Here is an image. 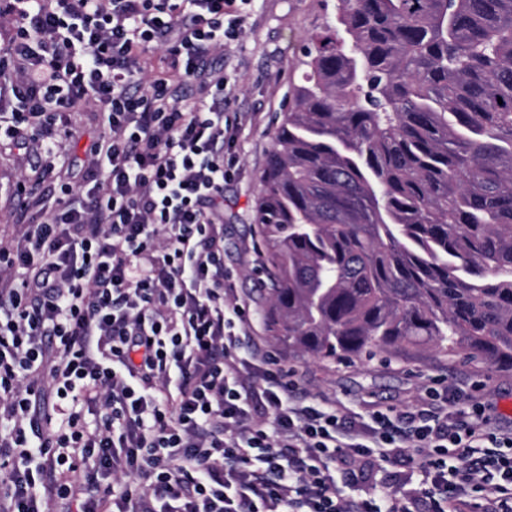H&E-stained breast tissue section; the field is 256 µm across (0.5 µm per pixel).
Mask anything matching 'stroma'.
<instances>
[{
  "label": "stroma",
  "mask_w": 512,
  "mask_h": 512,
  "mask_svg": "<svg viewBox=\"0 0 512 512\" xmlns=\"http://www.w3.org/2000/svg\"><path fill=\"white\" fill-rule=\"evenodd\" d=\"M249 18L240 36L228 42L214 66L223 67L235 83L232 111L240 117L237 139L230 151L234 165L224 181V265L235 278L233 300L249 307L254 333L282 364L297 370L304 391L355 411L370 407L405 409L414 406L426 387L447 386L463 393L480 392L494 405L496 426H512V371L488 367L432 348L395 349L373 359L314 360L289 354L267 336L261 318L266 304L267 276L261 267L259 230L254 210L261 192L260 175L273 144L275 130L290 101V88L303 67L301 45L324 22V0H251ZM102 117L91 106L76 113L65 143L69 177H78ZM37 149L20 155L14 144L0 139V234L13 233L16 201L13 189L21 175L41 166Z\"/></svg>",
  "instance_id": "1"
}]
</instances>
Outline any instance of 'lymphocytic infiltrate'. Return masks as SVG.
I'll use <instances>...</instances> for the list:
<instances>
[{
	"mask_svg": "<svg viewBox=\"0 0 512 512\" xmlns=\"http://www.w3.org/2000/svg\"><path fill=\"white\" fill-rule=\"evenodd\" d=\"M0 19L1 134L49 174L71 114L103 116L81 185L48 212L19 181L0 244V512H512V431L473 396L362 415L243 351L220 219L236 126L208 64L238 0H0ZM403 463L412 486L342 490Z\"/></svg>",
	"mask_w": 512,
	"mask_h": 512,
	"instance_id": "obj_1",
	"label": "lymphocytic infiltrate"
}]
</instances>
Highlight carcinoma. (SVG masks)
Instances as JSON below:
<instances>
[{"mask_svg": "<svg viewBox=\"0 0 512 512\" xmlns=\"http://www.w3.org/2000/svg\"><path fill=\"white\" fill-rule=\"evenodd\" d=\"M302 52L255 208L268 335L512 371V0H337Z\"/></svg>", "mask_w": 512, "mask_h": 512, "instance_id": "cac0c4a2", "label": "carcinoma"}]
</instances>
